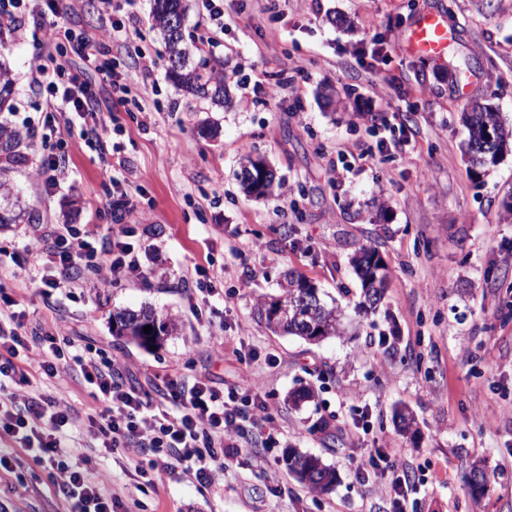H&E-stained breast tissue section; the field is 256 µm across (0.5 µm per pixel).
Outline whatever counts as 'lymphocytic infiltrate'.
<instances>
[{
  "mask_svg": "<svg viewBox=\"0 0 512 512\" xmlns=\"http://www.w3.org/2000/svg\"><path fill=\"white\" fill-rule=\"evenodd\" d=\"M24 9L45 50L32 65L33 81L46 94L44 127H80L99 150L108 151L111 130L96 107L88 74L111 86L118 104L134 94L142 111L156 93L155 85L146 82L130 87L127 73L110 59L112 40L128 37V28L114 22L77 35L57 22L69 10L64 0H0V37L15 32ZM137 234L133 224L102 237L72 227L54 235L37 229L23 244L22 265L31 283L60 291L80 287L87 271L95 274L101 290L141 281L146 274L133 244ZM25 318L15 299H0V437L19 443L43 468L68 512H125L122 500L107 494L103 479L73 465L62 451V434L71 427L82 429L89 446L101 453L130 450L141 456L139 477L150 486L175 468L199 482L212 481L223 471L225 458L238 453V436L248 426L266 449L280 444V429L259 393L222 397L209 381L184 375L162 378L147 391L126 382L120 356H100L73 338L30 336ZM75 372L92 400L86 410L31 390L34 378L62 380Z\"/></svg>",
  "mask_w": 512,
  "mask_h": 512,
  "instance_id": "1",
  "label": "lymphocytic infiltrate"
}]
</instances>
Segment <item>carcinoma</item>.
Instances as JSON below:
<instances>
[{
  "mask_svg": "<svg viewBox=\"0 0 512 512\" xmlns=\"http://www.w3.org/2000/svg\"><path fill=\"white\" fill-rule=\"evenodd\" d=\"M153 19L164 35L168 53V72L173 85L180 91L217 103H224L226 88L224 81L215 77L213 71L198 67H189L190 50L181 31L172 25L174 20H185L184 0H154ZM8 70L0 66V112L11 108L13 82L7 77ZM468 138L465 151L472 166V172L481 174V170L497 162L499 156L512 142V127L505 126L499 113L478 102L465 113ZM20 140V134L13 128L0 123V156L11 161L15 158L14 149ZM35 216L28 206L21 204L19 197L12 192L7 168L0 166V224H30ZM377 259L381 268H386L379 252L362 244L355 249L350 262L362 288L360 310L369 312L377 307L383 296L369 295L367 282L374 275L371 261ZM281 297L288 303V320H274L269 314L267 302L258 304L257 315L260 321L274 332H284L312 341L314 328H323L320 340H326L341 334L343 313L336 302H327L312 282L303 274L288 269L280 282ZM114 333L143 348L158 347L170 336L179 334L180 325L176 319L162 316L150 307L139 310H124L113 315ZM152 327L151 333L144 327ZM294 453L286 457L289 471L294 473L311 490L322 492L335 483V471L314 457Z\"/></svg>",
  "mask_w": 512,
  "mask_h": 512,
  "instance_id": "cac0c4a2",
  "label": "carcinoma"
}]
</instances>
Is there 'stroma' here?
<instances>
[{
	"label": "stroma",
	"instance_id": "stroma-1",
	"mask_svg": "<svg viewBox=\"0 0 512 512\" xmlns=\"http://www.w3.org/2000/svg\"><path fill=\"white\" fill-rule=\"evenodd\" d=\"M186 6L190 63L223 73L228 101L175 89L151 0H137L132 44L156 60L157 93L149 111L114 115L102 86L103 118L121 126L116 156L80 131L39 127L45 98L30 67L42 46L31 18L0 43L14 84L0 122L23 138L9 165L14 192L42 229L103 236L119 229L108 193L121 181L137 204L130 221L147 274L46 297L18 266L32 227L11 224L0 227V293L23 305L32 334L62 320L99 354L122 353L130 378L202 376L223 392L262 382L283 443L269 453L246 433L214 483L176 470L154 490L138 486L137 455L100 454L75 432L63 440L72 461L109 475L129 512H393L386 473L362 477L352 461L358 449L388 445L415 472L404 512H512V150L478 176L461 148L470 101L512 126V0H224V32L204 52L198 0ZM426 12L454 34L437 58L403 48ZM205 121L216 136L200 134ZM403 130L407 145L376 154ZM369 149L374 158H364ZM249 151L281 180L270 199L240 189ZM49 152L70 159L50 193L34 178ZM362 244L378 250L390 276L368 314L356 309L361 287L349 265ZM200 266L231 299L221 314L198 310ZM287 269L335 298L344 335L312 344L254 318L259 300L280 295ZM145 306L181 326L153 351L112 334L113 314ZM301 387L313 396L296 408L288 394ZM398 409L413 416L410 429L395 420ZM360 411L364 430L354 425ZM291 449L334 467V490L298 483L283 463ZM476 461L487 471L478 496L468 484ZM15 473L31 490L1 501L7 512H67L31 458L19 456Z\"/></svg>",
	"mask_w": 512,
	"mask_h": 512
}]
</instances>
